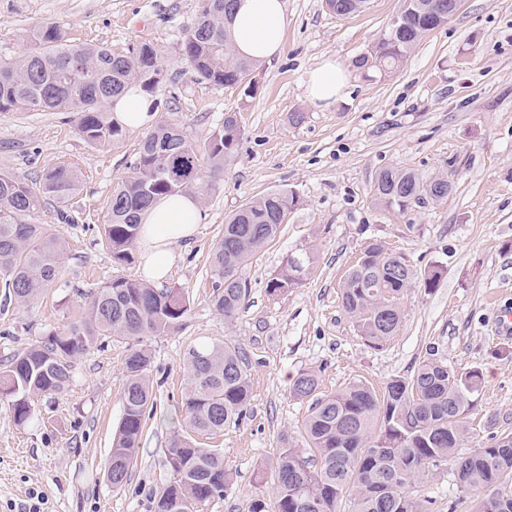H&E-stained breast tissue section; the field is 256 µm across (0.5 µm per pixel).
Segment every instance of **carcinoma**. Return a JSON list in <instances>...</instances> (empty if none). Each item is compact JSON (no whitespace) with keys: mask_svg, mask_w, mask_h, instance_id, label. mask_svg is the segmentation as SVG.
<instances>
[{"mask_svg":"<svg viewBox=\"0 0 512 512\" xmlns=\"http://www.w3.org/2000/svg\"><path fill=\"white\" fill-rule=\"evenodd\" d=\"M236 0H202L194 23L181 43V54L197 79L213 86H239L242 96L256 95L257 65L239 58L226 23ZM453 0H401L400 23L387 27L358 67L389 72L417 44L440 26L438 4ZM28 52L0 62V113L43 108L73 112L81 136L95 146L112 145L123 126L106 104L132 82L147 90L164 83L156 49L142 43L125 54L102 46H74L53 24L37 27ZM242 137L237 112L224 113V123L203 148L193 146L182 129L169 120L157 123L142 142L133 175L112 187L106 201L102 243L119 265L134 262L141 224L139 217L166 194L200 189L204 168L224 169ZM76 169L58 165L45 171L37 184L0 172V281L19 304L34 301L61 269L65 242L43 224L31 222L47 200L69 202L79 191ZM446 176L421 179L413 171L381 172L374 201L405 210L427 198L448 196ZM300 197L279 189L244 203L224 220V233L211 253L212 303L224 321L235 319L249 295L241 271L251 257L275 240ZM313 256L307 249L288 254L267 283L281 295L298 287L309 274ZM441 272L422 273L401 253L378 241L369 243L347 272L342 305L360 336L374 348L384 346L399 327L401 297L415 283L431 290ZM188 311L184 292L153 287L124 276L91 292L79 318L68 329L50 332L0 364V393L11 398L12 417L21 426L32 416L34 399L64 392L71 384L74 360L99 338L139 341L180 328ZM151 355L135 349L123 365V415L112 442L108 464L128 481L130 464L141 444L145 415L151 402L148 377ZM187 391L182 412L187 433L169 442L167 462L172 480L155 499L154 512H195V506L221 498L232 483L224 456L197 440L224 432L242 418L251 400L248 362L239 348L217 340L190 347L184 356ZM480 372H458L435 359L423 360L407 378L387 383L379 395L354 382L346 389L321 395L319 378L301 372L292 394L311 400L302 423L309 455L293 441L283 448L273 470L272 502L256 499L252 512H338L343 499L350 512H430V500L411 494V487L452 465L458 491L473 498L470 512H512V434L490 446L460 451L467 418L477 403Z\"/></svg>","mask_w":512,"mask_h":512,"instance_id":"obj_1","label":"carcinoma"}]
</instances>
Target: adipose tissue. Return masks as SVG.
<instances>
[{"label": "adipose tissue", "mask_w": 512, "mask_h": 512, "mask_svg": "<svg viewBox=\"0 0 512 512\" xmlns=\"http://www.w3.org/2000/svg\"><path fill=\"white\" fill-rule=\"evenodd\" d=\"M287 27L285 0H237L230 25L237 55L257 63L272 61L284 50ZM346 81L344 65L330 57L308 72L305 84L311 102L327 109L340 99ZM112 112L130 129L150 126L156 116L152 97L137 85L114 99ZM141 221V272L150 281H163L172 267L175 246L193 238L202 221L200 203L189 193L163 196Z\"/></svg>", "instance_id": "1"}]
</instances>
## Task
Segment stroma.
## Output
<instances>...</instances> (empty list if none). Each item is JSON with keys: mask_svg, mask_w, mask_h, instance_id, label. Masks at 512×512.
I'll list each match as a JSON object with an SVG mask.
<instances>
[{"mask_svg": "<svg viewBox=\"0 0 512 512\" xmlns=\"http://www.w3.org/2000/svg\"><path fill=\"white\" fill-rule=\"evenodd\" d=\"M201 0H0V58L30 46L31 31L59 26L71 45L108 46L124 53L153 45L167 74L152 94L158 118L178 123L196 146L238 111L243 135L222 173L206 178L204 219L192 241L179 245L163 285L188 300L180 330L145 337L152 357L150 389L156 407L124 486L106 476L107 458L123 414L125 340H105L74 362L65 393L44 395L24 425L13 421L0 394V512H22L30 492L42 512H154L170 479L167 446L182 425L187 387L183 357L193 345L221 339L245 352L252 399L238 422L208 442L224 455L232 486L198 512H251L271 498V470L283 437L299 438L308 400L294 398L298 373L316 372L319 391L337 392L356 381L376 391L411 376L424 358L481 373L477 404L463 451L512 433V340L497 333L503 308L512 307V0H462L447 24L417 45L396 70L381 73L357 61L381 38L399 0H367L356 13L329 12L324 0H286L288 28L282 56L259 66L258 90L243 98L233 88L196 80L180 44ZM348 66L351 76L336 108L321 110L306 96L307 73L324 58ZM303 113L300 124L291 113ZM143 129L125 130L109 147L80 136L70 112L25 110L0 114V172L25 182L68 164L81 176L59 218L44 203L36 223L66 241L61 273L29 305L6 302L0 285V360L48 332H63L87 296L118 276L141 279L139 263L117 265L99 229L112 188L131 176ZM421 177L448 174L447 199L399 212L373 201L378 174L390 168ZM297 192L299 206L279 236L242 270L250 296L233 322L211 301V249L224 219L268 191ZM406 255L418 270L438 269L436 288H408L404 317L383 348L360 337L342 307L347 270L370 241ZM311 248L306 280L279 296L266 285L288 253ZM414 495L452 512L458 496L451 466L417 484Z\"/></svg>", "mask_w": 512, "mask_h": 512, "instance_id": "35a3bbf8", "label": "stroma"}]
</instances>
